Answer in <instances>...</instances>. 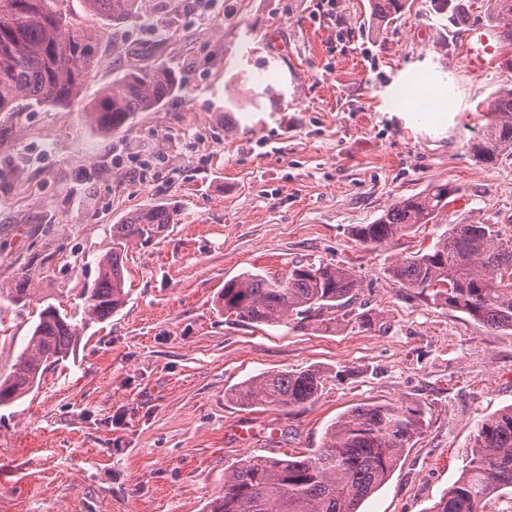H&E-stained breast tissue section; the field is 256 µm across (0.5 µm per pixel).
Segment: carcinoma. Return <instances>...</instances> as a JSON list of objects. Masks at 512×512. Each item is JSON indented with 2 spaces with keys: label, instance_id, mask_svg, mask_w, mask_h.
I'll return each mask as SVG.
<instances>
[{
  "label": "carcinoma",
  "instance_id": "cac0c4a2",
  "mask_svg": "<svg viewBox=\"0 0 512 512\" xmlns=\"http://www.w3.org/2000/svg\"><path fill=\"white\" fill-rule=\"evenodd\" d=\"M67 0H0V112L30 105L71 104L91 78L102 34L76 21ZM92 16L122 20L138 14L143 0H84ZM383 19L397 14L403 0H370ZM498 26L512 30V0H493ZM186 83L160 63L130 69L102 95L94 121L103 132L121 129L136 112H146ZM483 133L468 142L471 157L493 164L512 156V86L489 98ZM453 189L438 184L400 197L372 224H359L351 235L365 248L388 246L417 224H435L448 207ZM179 210L171 201L154 203L114 225L112 250L98 260L93 286L84 290L86 321H103L126 302L123 256L132 242H148L175 223ZM393 285L432 290L433 301L467 315L493 331H512V240L495 224H451L427 250L386 268ZM29 274L20 269L16 304L27 302ZM360 281L347 267L332 263H297L283 273L247 272L224 283V312L251 326L291 322L326 331L345 318L360 327L375 318L356 313L352 304ZM79 338L78 325L49 305L12 372L0 378V405L30 393L46 366L69 356ZM326 374L261 373L242 382L233 399L243 407L294 409L315 400ZM425 411L419 404L364 403L352 407L326 432L321 447L285 459L250 455L224 469V485L208 502L207 512H359L396 468L405 449L423 432ZM512 490V406L477 425L470 458L460 478L434 512H486L488 502Z\"/></svg>",
  "mask_w": 512,
  "mask_h": 512
}]
</instances>
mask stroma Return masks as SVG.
Returning <instances> with one entry per match:
<instances>
[{
    "mask_svg": "<svg viewBox=\"0 0 512 512\" xmlns=\"http://www.w3.org/2000/svg\"><path fill=\"white\" fill-rule=\"evenodd\" d=\"M68 9L102 26L83 0ZM486 0H408L387 22L369 0H145L105 27L98 62L69 106L0 112V376L40 312L82 327L69 357L0 406V512H206L242 457L301 455L361 403L421 404L427 429L362 512H432L459 479L477 424L512 405V333H497L385 270L467 218L512 230V157L466 150L481 104L512 68L474 75L459 44L492 25ZM165 64L185 87L120 130L93 114L119 68ZM416 76L450 113L400 111ZM455 187L437 223L369 250L351 229L396 199ZM171 199L179 220L130 243L125 305L85 323L112 229ZM349 267L356 311L375 327L324 332L228 319L225 281L296 262ZM34 295L11 301L19 268ZM318 368L327 382L295 411L245 408L231 392L262 372Z\"/></svg>",
    "mask_w": 512,
    "mask_h": 512,
    "instance_id": "obj_1",
    "label": "stroma"
}]
</instances>
